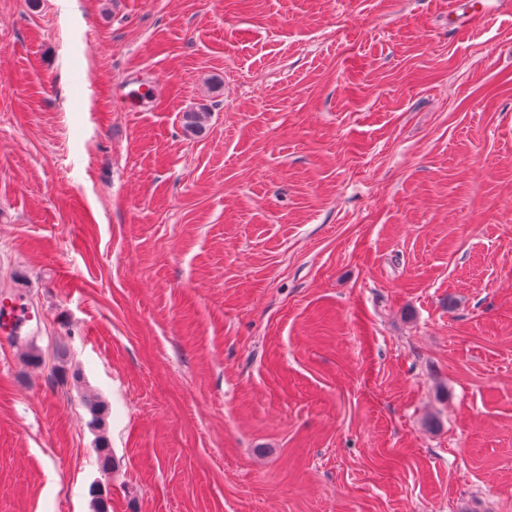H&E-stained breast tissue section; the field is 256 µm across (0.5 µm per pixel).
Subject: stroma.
<instances>
[{"mask_svg": "<svg viewBox=\"0 0 512 512\" xmlns=\"http://www.w3.org/2000/svg\"><path fill=\"white\" fill-rule=\"evenodd\" d=\"M499 2L0 0V512H512ZM26 289H16L10 297L0 303V333L9 336L13 332H19L27 324H32L39 314L28 305ZM88 410L91 416L88 425L92 429L101 433L99 436V444L97 445V448H95L100 468L104 474H108L114 466L112 448L110 447L107 438L104 436L108 411H106V406L100 400H90L88 403Z\"/></svg>", "mask_w": 512, "mask_h": 512, "instance_id": "1", "label": "stroma"}]
</instances>
